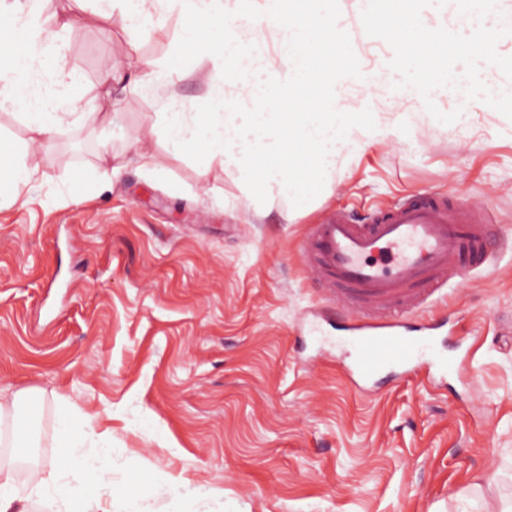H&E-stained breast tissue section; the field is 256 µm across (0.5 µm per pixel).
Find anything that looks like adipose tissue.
Segmentation results:
<instances>
[{"mask_svg": "<svg viewBox=\"0 0 512 512\" xmlns=\"http://www.w3.org/2000/svg\"><path fill=\"white\" fill-rule=\"evenodd\" d=\"M82 83L81 74L69 67L55 32L45 29L34 14L0 11V106L23 111L30 131L25 149L43 147L65 117L77 113ZM100 460L97 454L80 457L67 482L51 484L39 471L32 479L39 487L54 485L67 512H84Z\"/></svg>", "mask_w": 512, "mask_h": 512, "instance_id": "ef3b65f1", "label": "adipose tissue"}]
</instances>
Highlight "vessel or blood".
<instances>
[{"label":"vessel or blood","instance_id":"vessel-or-blood-1","mask_svg":"<svg viewBox=\"0 0 512 512\" xmlns=\"http://www.w3.org/2000/svg\"><path fill=\"white\" fill-rule=\"evenodd\" d=\"M493 219L465 201L421 195L373 212L364 224L333 210L312 226L301 247L311 277L331 300L355 305L347 326L354 383L385 370L401 376L417 367L442 369L430 342L443 321L422 326L418 338L406 321L446 300L458 277L486 262Z\"/></svg>","mask_w":512,"mask_h":512}]
</instances>
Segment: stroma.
<instances>
[{"label":"stroma","instance_id":"obj_1","mask_svg":"<svg viewBox=\"0 0 512 512\" xmlns=\"http://www.w3.org/2000/svg\"><path fill=\"white\" fill-rule=\"evenodd\" d=\"M67 61L79 124L28 153L30 179L0 201V420L34 446H0L18 488L65 459L59 420L111 430L93 500L110 512H500L512 499V119L471 105L463 126L422 121L412 99L350 86L397 136L352 154L309 206L258 202L242 171L168 150V100L207 103L211 65L168 88L135 84L166 63L184 22L129 32L82 10ZM116 80L101 90L99 78ZM143 138V164L128 147ZM165 176H157L156 168ZM418 193L488 207L490 260L440 312L445 378L379 375L357 390L330 340L300 245L337 207L356 223Z\"/></svg>","mask_w":512,"mask_h":512}]
</instances>
